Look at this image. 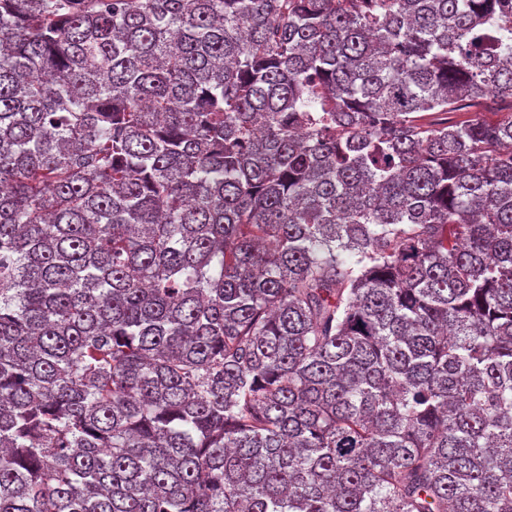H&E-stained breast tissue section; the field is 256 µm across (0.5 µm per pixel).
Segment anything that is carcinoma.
Segmentation results:
<instances>
[{"instance_id":"cac0c4a2","label":"carcinoma","mask_w":512,"mask_h":512,"mask_svg":"<svg viewBox=\"0 0 512 512\" xmlns=\"http://www.w3.org/2000/svg\"><path fill=\"white\" fill-rule=\"evenodd\" d=\"M0 512H512V0H0Z\"/></svg>"}]
</instances>
